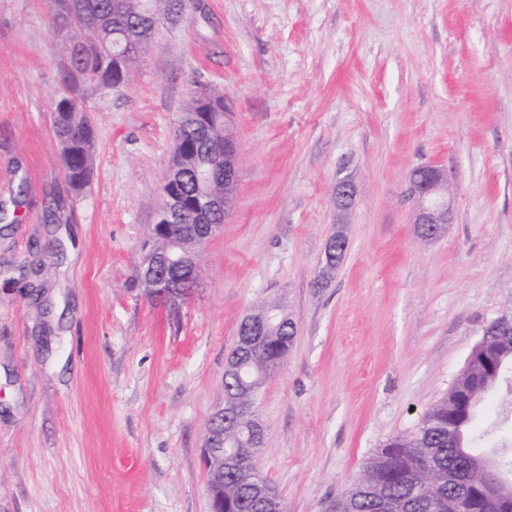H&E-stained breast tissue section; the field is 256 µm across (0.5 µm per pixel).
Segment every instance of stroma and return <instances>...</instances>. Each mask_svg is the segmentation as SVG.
I'll use <instances>...</instances> for the list:
<instances>
[{"label":"stroma","mask_w":512,"mask_h":512,"mask_svg":"<svg viewBox=\"0 0 512 512\" xmlns=\"http://www.w3.org/2000/svg\"><path fill=\"white\" fill-rule=\"evenodd\" d=\"M64 43L48 0H0V263L62 248L0 280V512H210L225 360L269 300L297 334L261 395L258 466L288 512H323L512 317V0H193L125 86L77 83L96 146L81 195L51 127ZM197 80L231 109L235 201L170 316L140 248ZM421 164L452 189L433 239L406 195ZM512 334V319L501 318L483 330L482 336L474 347L466 366L476 355L487 356L495 348L496 343L503 337ZM464 367V369L466 368ZM463 369V370H464ZM462 370V371H463Z\"/></svg>","instance_id":"35a3bbf8"}]
</instances>
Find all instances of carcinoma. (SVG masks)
<instances>
[{
    "mask_svg": "<svg viewBox=\"0 0 512 512\" xmlns=\"http://www.w3.org/2000/svg\"><path fill=\"white\" fill-rule=\"evenodd\" d=\"M188 2L156 0L142 12L137 0H50L54 28L78 33L66 40L67 63L51 105L52 131L68 150L62 159L64 175L75 190L92 181L95 147L91 119L73 95L76 80L95 88L121 87L123 82H112V75L100 76L101 60L122 55L128 68H133L154 34L176 25ZM205 109L224 111V96H207L205 85L197 82L185 111ZM223 139L224 124L219 117L205 132L189 125L174 136L169 169L184 177L187 197L200 192L192 179L199 164L218 169L208 192L224 193V163L209 153ZM167 220L164 201L149 235L152 252L141 254V261L170 252L171 238H190L200 224L224 223V212L201 215L189 208L179 223L172 225L171 234L164 235L159 228ZM292 344L288 330L279 329L264 353L241 352L237 371L224 375V453L231 460L224 464V471L211 472L208 483L224 485L229 512H264L274 500L286 510L258 469L265 434L255 431V420L256 400L270 377L268 368L283 365ZM511 373L512 337L491 360L475 362L456 390L424 413L413 434L393 436L377 449L362 473L330 500L326 512H512V434L497 436L501 446L492 455L475 451L482 436L473 434L484 398L502 390L512 395Z\"/></svg>",
    "mask_w": 512,
    "mask_h": 512,
    "instance_id": "obj_1",
    "label": "carcinoma"
}]
</instances>
